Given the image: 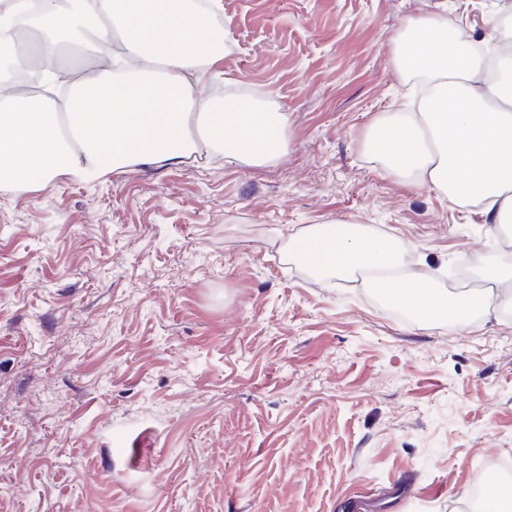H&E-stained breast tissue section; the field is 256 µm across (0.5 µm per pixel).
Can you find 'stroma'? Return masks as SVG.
Returning a JSON list of instances; mask_svg holds the SVG:
<instances>
[{
	"mask_svg": "<svg viewBox=\"0 0 512 512\" xmlns=\"http://www.w3.org/2000/svg\"><path fill=\"white\" fill-rule=\"evenodd\" d=\"M508 0H221L204 96L288 115L261 167L198 157L0 189V512H462L512 453V319L397 317L289 262L315 224L399 230L412 267L502 264L512 233L369 145L412 99L393 40L444 12L484 39Z\"/></svg>",
	"mask_w": 512,
	"mask_h": 512,
	"instance_id": "1",
	"label": "stroma"
}]
</instances>
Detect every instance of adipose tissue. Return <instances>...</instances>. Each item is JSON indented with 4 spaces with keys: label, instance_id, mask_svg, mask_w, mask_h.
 Returning <instances> with one entry per match:
<instances>
[{
    "label": "adipose tissue",
    "instance_id": "ef3b65f1",
    "mask_svg": "<svg viewBox=\"0 0 512 512\" xmlns=\"http://www.w3.org/2000/svg\"><path fill=\"white\" fill-rule=\"evenodd\" d=\"M220 0H0V15L29 29L28 59L46 91L0 83V187L21 194L65 176L99 180L142 162H182L197 153L230 165L261 166L288 150V116L246 100L198 96L228 49L216 16ZM94 74L80 78L46 53L80 39ZM396 68L422 77L417 111L392 112L371 144L411 184H429L450 204L472 203L496 226L512 222V91L488 79L487 55L474 51L446 14L410 22L395 38ZM291 258L385 292L410 321L448 319L477 326L491 299L512 305V274L485 288L441 292L429 274L402 275L411 247L360 224L313 225L286 242Z\"/></svg>",
    "mask_w": 512,
    "mask_h": 512
}]
</instances>
